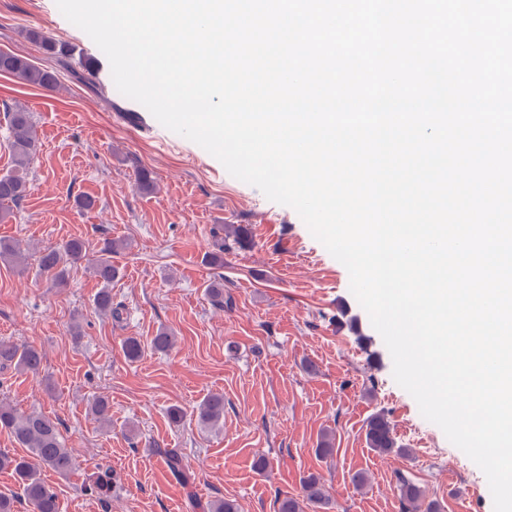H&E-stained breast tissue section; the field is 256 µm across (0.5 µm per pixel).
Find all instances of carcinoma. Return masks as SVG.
I'll return each mask as SVG.
<instances>
[{
  "label": "carcinoma",
  "mask_w": 512,
  "mask_h": 512,
  "mask_svg": "<svg viewBox=\"0 0 512 512\" xmlns=\"http://www.w3.org/2000/svg\"><path fill=\"white\" fill-rule=\"evenodd\" d=\"M26 37L42 47L46 54L56 59L57 65L65 66L68 48L45 32L29 28ZM0 73L10 75L21 83L53 89L57 85V69L40 67L18 54L0 50ZM9 146L14 168L0 175V203L20 204L28 194L26 170L42 151V142L36 134L30 113L17 108L8 114ZM122 248V244L110 240L104 242L100 255L91 265V272L102 282V288L95 298L98 310L114 318L122 315L121 304L112 303L109 285L118 277L119 269L112 263V253ZM229 249L224 237L216 234L213 251L208 263L224 266V252ZM84 243L76 238L45 248L39 252L38 274L54 285L67 281L69 268L84 257ZM0 261L15 268L24 269L25 249L18 241L0 240ZM174 334L162 328L150 341L155 352H167L175 344ZM145 346L135 336H128L122 342V351L129 360H136L144 353ZM14 368L33 377L43 369V355L32 345L11 340H0V369ZM90 412L97 421L106 423L112 418V405L105 397H96L90 404ZM199 424L215 428L224 424V394L210 393L195 409ZM0 428L6 430L18 447L26 450L24 455L0 453V469L14 473L27 502L30 512H60V501L56 490L41 477V470L47 469L59 475L68 474L74 465L72 450L65 446L59 422L40 412L21 413L11 405L0 401ZM365 438L369 448L379 453L402 451V446L393 434L391 422L383 412H376L366 422ZM156 454L164 461L167 469L176 478L187 482L190 479L183 457L175 448H160L153 445ZM116 477L109 468L99 467L93 473L88 486L90 494L106 503L112 498V486ZM399 489L402 499L408 504V512H440L433 500H425V495L414 482L401 480ZM306 505L319 509L330 508V500L319 477L310 474L303 479L301 496L284 495L277 500V512H303ZM192 507L197 512H237L236 504L228 499L215 498L205 503L192 499Z\"/></svg>",
  "instance_id": "cac0c4a2"
}]
</instances>
